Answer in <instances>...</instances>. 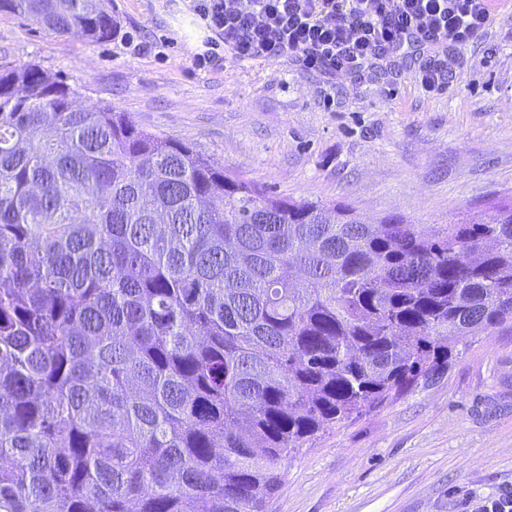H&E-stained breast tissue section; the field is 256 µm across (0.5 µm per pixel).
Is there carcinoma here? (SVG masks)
<instances>
[{"mask_svg": "<svg viewBox=\"0 0 512 512\" xmlns=\"http://www.w3.org/2000/svg\"><path fill=\"white\" fill-rule=\"evenodd\" d=\"M112 37L109 0H0ZM0 63V512H267L305 444L512 324V202L365 222Z\"/></svg>", "mask_w": 512, "mask_h": 512, "instance_id": "obj_1", "label": "carcinoma"}]
</instances>
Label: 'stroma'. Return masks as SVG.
I'll return each instance as SVG.
<instances>
[{"instance_id": "1", "label": "stroma", "mask_w": 512, "mask_h": 512, "mask_svg": "<svg viewBox=\"0 0 512 512\" xmlns=\"http://www.w3.org/2000/svg\"><path fill=\"white\" fill-rule=\"evenodd\" d=\"M110 40L57 38L0 12V62L33 63L145 131L193 147L272 196L342 201L371 221L450 224L512 196V8L428 95L398 61L378 86L225 55L185 0H111ZM512 485V327L474 337L434 375L305 445L268 512H465Z\"/></svg>"}]
</instances>
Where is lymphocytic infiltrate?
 <instances>
[{
    "instance_id": "f902f5d3",
    "label": "lymphocytic infiltrate",
    "mask_w": 512,
    "mask_h": 512,
    "mask_svg": "<svg viewBox=\"0 0 512 512\" xmlns=\"http://www.w3.org/2000/svg\"><path fill=\"white\" fill-rule=\"evenodd\" d=\"M502 0H191L211 37L243 60L282 58L333 77L390 81L385 59L409 45L469 46Z\"/></svg>"
}]
</instances>
